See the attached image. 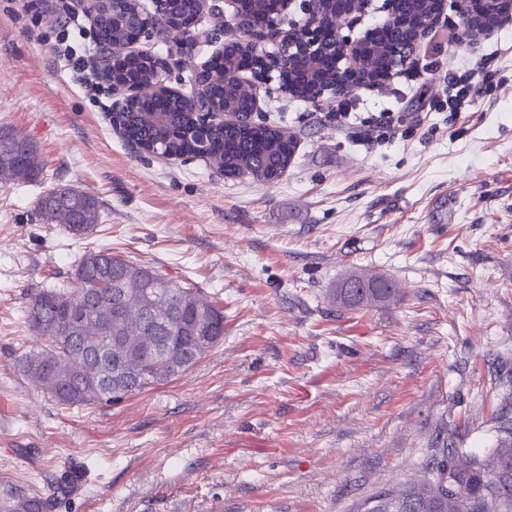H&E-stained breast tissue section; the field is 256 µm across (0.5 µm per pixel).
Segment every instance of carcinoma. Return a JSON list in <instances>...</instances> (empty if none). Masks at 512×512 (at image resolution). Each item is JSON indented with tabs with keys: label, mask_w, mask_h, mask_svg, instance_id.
Listing matches in <instances>:
<instances>
[{
	"label": "carcinoma",
	"mask_w": 512,
	"mask_h": 512,
	"mask_svg": "<svg viewBox=\"0 0 512 512\" xmlns=\"http://www.w3.org/2000/svg\"><path fill=\"white\" fill-rule=\"evenodd\" d=\"M404 30L387 28L364 51L380 64L367 72L366 86L383 84L389 48L401 33H426L430 28V0H399ZM195 14L187 3L163 20L158 33L165 39L185 35ZM102 42H127L130 30L113 24L112 12L95 15ZM229 54L204 71L203 83L217 94L210 108L218 113L224 101L248 113L254 87L247 81L224 86V71L250 55L249 48L231 41ZM91 63L108 82L148 84L154 78L152 57L130 59V69L107 67L104 56ZM292 96L309 95L307 82L296 66L288 71ZM170 125L154 121V109L140 103L137 112H120L116 122L121 135L133 147L157 146L172 154L193 152L186 131L202 121L175 100L166 103ZM210 165L219 172L247 173L266 181L270 172L284 175L292 161L293 137L264 122L248 121L233 130L215 120L209 126ZM42 166L34 147L23 136L0 135V184L32 180ZM37 209L47 224H63L77 239L89 237L100 224V203L94 195L71 186L44 192ZM398 295L393 283L382 276L352 273L329 289L332 302L350 309L383 305ZM26 319L45 344L19 358L23 374L56 403L84 406L117 403L143 390L177 378L195 366L224 341V307L200 294V289L174 281L156 268L134 263L109 249L87 250L75 265L69 283L44 288L29 298ZM500 441L489 455L463 448L444 454L436 474L419 484L380 493L367 512H512V420L498 421ZM451 481L455 492L445 493ZM49 496H22L0 506V512H52Z\"/></svg>",
	"instance_id": "obj_1"
}]
</instances>
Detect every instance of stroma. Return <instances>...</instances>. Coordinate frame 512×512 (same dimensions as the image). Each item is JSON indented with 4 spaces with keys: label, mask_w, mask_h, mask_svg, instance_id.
Returning <instances> with one entry per match:
<instances>
[{
    "label": "stroma",
    "mask_w": 512,
    "mask_h": 512,
    "mask_svg": "<svg viewBox=\"0 0 512 512\" xmlns=\"http://www.w3.org/2000/svg\"><path fill=\"white\" fill-rule=\"evenodd\" d=\"M71 4L0 0V130L43 163L0 186V504L51 491L54 512H362L448 449L495 448L498 416L512 417V24L447 44L460 17L448 7L417 77L357 88L343 119L270 83L257 118L298 144L267 184L127 144L111 87H87L61 53L96 49ZM217 32L207 16L177 44L139 47L188 93ZM452 60L497 71L494 93L456 118L443 106ZM59 184L99 199L88 238L38 216ZM102 248L222 303L224 341L176 380L64 407L17 366L36 343L26 306ZM355 270L395 281L396 300L331 303Z\"/></svg>",
    "instance_id": "1"
}]
</instances>
